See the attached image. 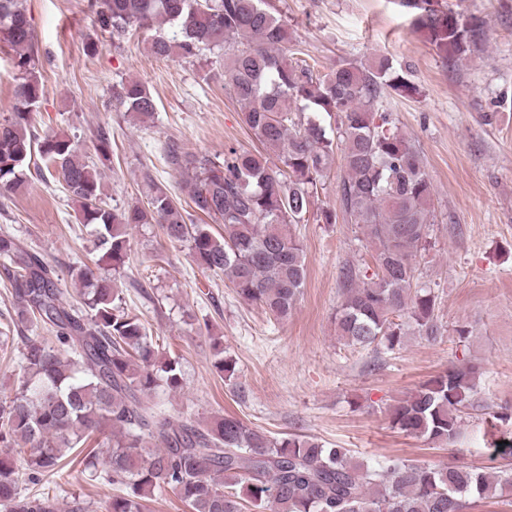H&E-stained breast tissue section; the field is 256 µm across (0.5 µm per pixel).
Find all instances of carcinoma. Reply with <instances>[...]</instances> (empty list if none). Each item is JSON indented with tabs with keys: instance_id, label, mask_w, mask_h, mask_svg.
Returning a JSON list of instances; mask_svg holds the SVG:
<instances>
[{
	"instance_id": "obj_1",
	"label": "carcinoma",
	"mask_w": 512,
	"mask_h": 512,
	"mask_svg": "<svg viewBox=\"0 0 512 512\" xmlns=\"http://www.w3.org/2000/svg\"><path fill=\"white\" fill-rule=\"evenodd\" d=\"M400 5L445 63L477 46L478 18L442 0ZM89 8L114 41L133 28L164 31L150 42L155 56L193 61L205 49L224 51V85L243 105L242 121L263 150L227 146L224 157L212 159L173 143L167 152L183 175L188 206L224 224V234L187 223L185 210L150 177L147 205L106 208L98 165L112 158L107 128L94 136L92 161L79 141L36 133L43 86L23 0H0V43L13 50L18 72L15 104L0 121V195L28 187L37 155L79 203L93 251L114 272L128 258L127 229L157 224L168 241L188 243L198 266L224 274L244 301L286 320L306 278L302 246L287 226L305 220L339 152L347 172L341 210L375 244L377 272L369 278L358 267L343 268L338 335L349 345L389 350L411 332L438 337L436 297L413 287L417 258L430 246L433 187L420 147L385 107L393 93H417L410 68L386 56L345 59L317 76L288 48V28L267 0H89ZM112 101L141 120L157 110L151 92L130 79L112 85ZM324 113L338 115L334 138L321 124ZM0 269L20 341L14 394L0 401L3 512H57L54 500L21 493L20 472L52 471L69 456L73 464L75 450L90 440L97 451L80 464L121 489L105 512H149L167 488L190 512H470L492 490L508 495L502 503L512 506L511 468L488 474L402 459L370 468L345 448L311 437L274 439L232 415L204 428L174 425L155 395L161 387L182 388L179 357L158 355L144 322L125 307L116 278L86 263L72 267L80 305L66 304L54 268L7 231L0 232ZM213 349L215 369L231 379L234 360L219 342ZM473 378L471 368L433 377L391 409L392 427L448 443L474 407Z\"/></svg>"
}]
</instances>
